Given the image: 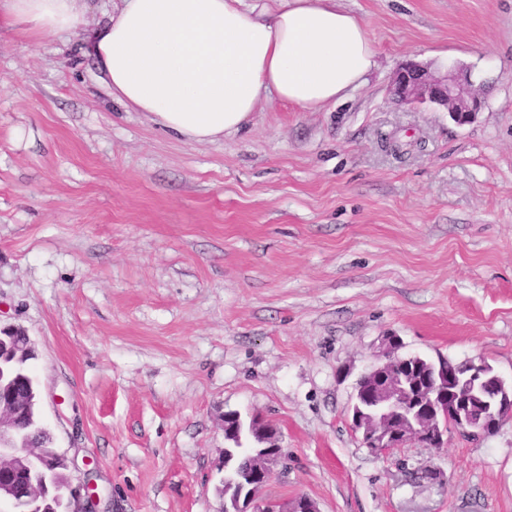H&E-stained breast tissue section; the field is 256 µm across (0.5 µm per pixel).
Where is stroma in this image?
I'll use <instances>...</instances> for the list:
<instances>
[{
	"instance_id": "stroma-1",
	"label": "stroma",
	"mask_w": 512,
	"mask_h": 512,
	"mask_svg": "<svg viewBox=\"0 0 512 512\" xmlns=\"http://www.w3.org/2000/svg\"><path fill=\"white\" fill-rule=\"evenodd\" d=\"M339 4L374 42L364 85L201 143L114 101L82 33L0 23V325L35 343L42 417L101 512H219L231 412L278 431L266 496L512 512V419L378 455L349 412L391 333L512 385V0ZM445 60L484 98L472 123L393 93Z\"/></svg>"
}]
</instances>
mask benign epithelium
<instances>
[{
  "label": "benign epithelium",
  "instance_id": "7a95c632",
  "mask_svg": "<svg viewBox=\"0 0 512 512\" xmlns=\"http://www.w3.org/2000/svg\"><path fill=\"white\" fill-rule=\"evenodd\" d=\"M394 93L406 104H435L443 106L453 120L464 125L472 122L483 102L468 75L450 64L438 74H432L416 63H407L397 72ZM400 339L387 336L382 349L374 354V364L366 372L373 377L369 399L374 406H384L376 424L366 429L359 418H352V429L361 435L363 444L372 452L386 454L412 442L440 449L448 444V433L456 431L469 437L490 436L512 417V392L489 391L488 365L468 363L459 370L451 363H438L436 376L424 396L415 400L401 383L387 376L385 369L402 364L406 358L398 355ZM17 397L0 400V505L6 512H35L38 503L49 491L60 500H66L63 512H96L100 502L96 487L87 482L82 489L70 485L61 490L45 480L18 483L11 476L19 462L28 459L37 462L45 471L53 467V459L41 449L28 443L12 444L17 427L15 410ZM282 455V448H259L252 456L249 483L242 486L244 494L224 504L225 512H319L316 503L300 496L292 503L275 501L262 496L273 475V467Z\"/></svg>",
  "mask_w": 512,
  "mask_h": 512
}]
</instances>
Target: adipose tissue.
I'll list each match as a JSON object with an SVG mask.
<instances>
[{"label":"adipose tissue","instance_id":"ef3b65f1","mask_svg":"<svg viewBox=\"0 0 512 512\" xmlns=\"http://www.w3.org/2000/svg\"><path fill=\"white\" fill-rule=\"evenodd\" d=\"M0 19L41 38L86 25L77 0H0ZM85 51L114 99L196 142L239 130L269 96L321 108L376 65L366 28L336 0H123Z\"/></svg>","mask_w":512,"mask_h":512}]
</instances>
